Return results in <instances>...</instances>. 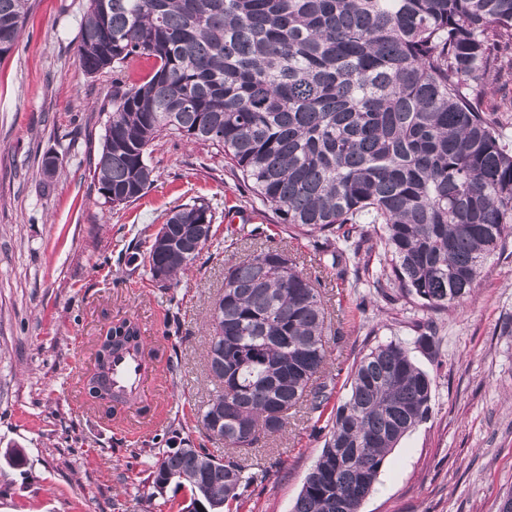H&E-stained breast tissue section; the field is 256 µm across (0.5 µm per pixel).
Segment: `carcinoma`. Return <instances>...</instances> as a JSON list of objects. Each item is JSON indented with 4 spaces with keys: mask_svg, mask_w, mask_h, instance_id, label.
Returning a JSON list of instances; mask_svg holds the SVG:
<instances>
[{
    "mask_svg": "<svg viewBox=\"0 0 512 512\" xmlns=\"http://www.w3.org/2000/svg\"><path fill=\"white\" fill-rule=\"evenodd\" d=\"M27 12L28 0H0V60ZM78 38L87 73L112 68L94 178L114 207L150 186L155 140L204 143L279 223L321 234L318 265L336 280L367 278L434 311L471 296L512 238V148L502 115L484 107L512 83V0H89ZM143 59L148 73L128 81ZM213 221L203 200L179 206L140 265L167 287ZM239 234L244 254L224 268L208 336L219 391L201 418L207 431L221 422L224 457L150 448L148 481L160 494L188 489L179 512H241L243 492L281 465L250 464L252 451L298 414L328 410L293 512H360L385 457L429 418L432 380L402 343L381 342L330 405L336 335L320 276L262 227ZM105 339L114 353L142 350L131 320Z\"/></svg>",
    "mask_w": 512,
    "mask_h": 512,
    "instance_id": "1",
    "label": "carcinoma"
}]
</instances>
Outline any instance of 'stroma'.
Listing matches in <instances>:
<instances>
[{
  "instance_id": "obj_1",
  "label": "stroma",
  "mask_w": 512,
  "mask_h": 512,
  "mask_svg": "<svg viewBox=\"0 0 512 512\" xmlns=\"http://www.w3.org/2000/svg\"><path fill=\"white\" fill-rule=\"evenodd\" d=\"M87 0H29L19 42L0 60V512H177L188 490L155 496L145 451L183 438L208 443L198 415L215 394L205 331L224 286L236 210L287 243L309 267L313 242L288 239L251 202L224 158L164 137L147 151L153 183L134 203L105 204L92 178L108 119L112 72L84 71L78 33ZM59 165L44 182L41 160ZM209 202L211 238L177 284L161 288L129 265L168 213ZM322 286L341 320L331 348L333 397L348 390L352 363L376 342L406 344L432 380L429 419L386 457L361 512H499L512 493V241L486 263L472 297L432 312L364 284ZM137 320L152 356L141 410L93 407L84 383L98 336ZM430 334L431 348L418 339ZM324 444L310 423L273 443L282 465L251 488L249 512H291ZM24 461L13 464L14 450Z\"/></svg>"
}]
</instances>
